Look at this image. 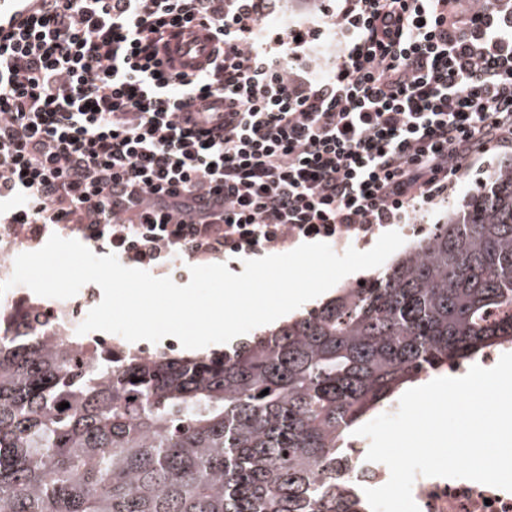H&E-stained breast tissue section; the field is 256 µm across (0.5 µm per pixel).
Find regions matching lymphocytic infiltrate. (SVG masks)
<instances>
[{
  "label": "lymphocytic infiltrate",
  "instance_id": "lymphocytic-infiltrate-1",
  "mask_svg": "<svg viewBox=\"0 0 512 512\" xmlns=\"http://www.w3.org/2000/svg\"><path fill=\"white\" fill-rule=\"evenodd\" d=\"M38 0L0 37V238L81 233L143 269L250 257L337 225L408 224L512 150V0ZM218 43L167 70L173 30ZM340 45L309 79L326 29ZM281 0L277 10L269 15L265 24L268 28L283 29L303 23H317L321 13L319 0Z\"/></svg>",
  "mask_w": 512,
  "mask_h": 512
}]
</instances>
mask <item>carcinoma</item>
<instances>
[{
	"label": "carcinoma",
	"mask_w": 512,
	"mask_h": 512,
	"mask_svg": "<svg viewBox=\"0 0 512 512\" xmlns=\"http://www.w3.org/2000/svg\"><path fill=\"white\" fill-rule=\"evenodd\" d=\"M86 342L0 313V512H367L353 428L512 343V164L366 287L258 336L90 368Z\"/></svg>",
	"instance_id": "carcinoma-1"
}]
</instances>
